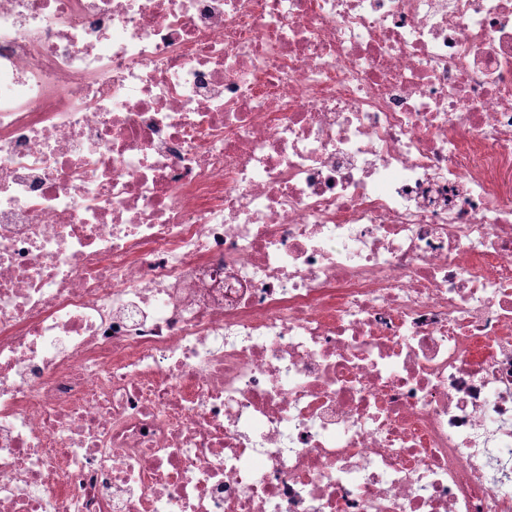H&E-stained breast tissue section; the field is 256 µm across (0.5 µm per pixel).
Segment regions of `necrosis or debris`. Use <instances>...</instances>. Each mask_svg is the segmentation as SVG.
Returning a JSON list of instances; mask_svg holds the SVG:
<instances>
[{
	"label": "necrosis or debris",
	"mask_w": 512,
	"mask_h": 512,
	"mask_svg": "<svg viewBox=\"0 0 512 512\" xmlns=\"http://www.w3.org/2000/svg\"><path fill=\"white\" fill-rule=\"evenodd\" d=\"M0 512H512V0H0Z\"/></svg>",
	"instance_id": "obj_1"
}]
</instances>
